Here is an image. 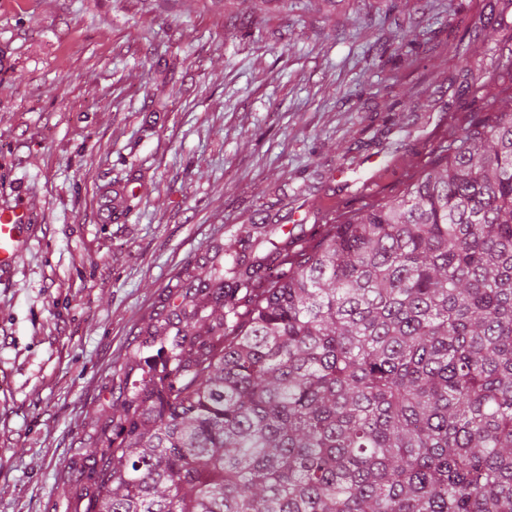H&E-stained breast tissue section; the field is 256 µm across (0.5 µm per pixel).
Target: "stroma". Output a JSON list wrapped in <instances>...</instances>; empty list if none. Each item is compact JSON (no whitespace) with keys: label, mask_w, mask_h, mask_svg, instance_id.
<instances>
[{"label":"stroma","mask_w":512,"mask_h":512,"mask_svg":"<svg viewBox=\"0 0 512 512\" xmlns=\"http://www.w3.org/2000/svg\"><path fill=\"white\" fill-rule=\"evenodd\" d=\"M484 0H0V512H86L137 350L242 224L426 168ZM30 217L18 205L0 207V273H10L29 246L26 229Z\"/></svg>","instance_id":"1"}]
</instances>
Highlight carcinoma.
I'll return each instance as SVG.
<instances>
[{
	"label": "carcinoma",
	"instance_id": "carcinoma-1",
	"mask_svg": "<svg viewBox=\"0 0 512 512\" xmlns=\"http://www.w3.org/2000/svg\"><path fill=\"white\" fill-rule=\"evenodd\" d=\"M486 8L429 168L297 251L241 225L269 252L145 342L88 512H512V0ZM490 26L501 68L465 45Z\"/></svg>",
	"mask_w": 512,
	"mask_h": 512
}]
</instances>
